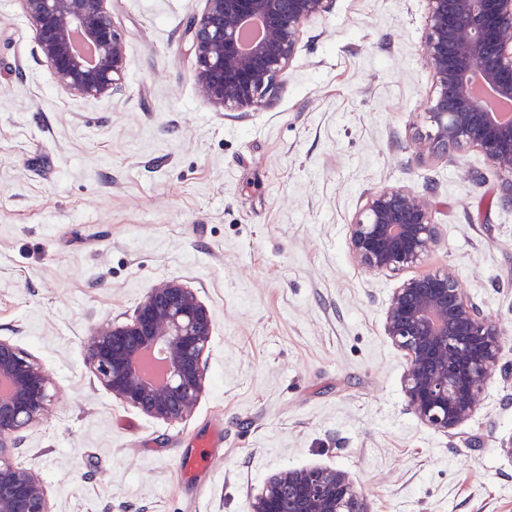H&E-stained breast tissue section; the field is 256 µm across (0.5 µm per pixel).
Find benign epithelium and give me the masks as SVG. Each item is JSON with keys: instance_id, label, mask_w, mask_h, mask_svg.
Segmentation results:
<instances>
[{"instance_id": "obj_1", "label": "benign epithelium", "mask_w": 512, "mask_h": 512, "mask_svg": "<svg viewBox=\"0 0 512 512\" xmlns=\"http://www.w3.org/2000/svg\"><path fill=\"white\" fill-rule=\"evenodd\" d=\"M56 83L82 99L122 89L126 45L108 0H20ZM426 51L434 95L428 116L434 149L481 151L510 175L502 200L512 206V120L487 104L512 102V0H426ZM335 0H204L186 34L196 59L200 95L226 111L262 106L286 74L304 24L333 9ZM259 25L262 37L245 34ZM431 204L422 193L387 188L371 195L349 225L353 257L368 270L417 264L437 245ZM391 341L406 352L407 410L450 433L482 404L484 384L498 364L499 329L459 288L449 271L405 281L385 318ZM212 316L196 291L178 279L150 289L126 322L93 331L86 366L120 403L164 422L189 417L207 380ZM163 350V379L147 377L144 355ZM56 391L48 369L0 338V512H53L43 478L17 465L23 433L47 416ZM251 512H367L362 495L335 468L284 469L252 497Z\"/></svg>"}]
</instances>
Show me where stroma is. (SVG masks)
<instances>
[{
	"mask_svg": "<svg viewBox=\"0 0 512 512\" xmlns=\"http://www.w3.org/2000/svg\"><path fill=\"white\" fill-rule=\"evenodd\" d=\"M122 92L60 89L19 0H0V336L58 386L15 462L53 512H249L271 474L345 471L368 512H512V208L483 153L418 152L433 127L426 0H336L266 104L213 107L185 36L202 0H108ZM430 195L439 242L374 272L348 241L367 199ZM452 271L500 329L477 414L446 434L407 411L385 332L406 280ZM179 279L210 309L206 390L164 423L93 378L84 341ZM222 430L208 472L179 474Z\"/></svg>",
	"mask_w": 512,
	"mask_h": 512,
	"instance_id": "35a3bbf8",
	"label": "stroma"
}]
</instances>
